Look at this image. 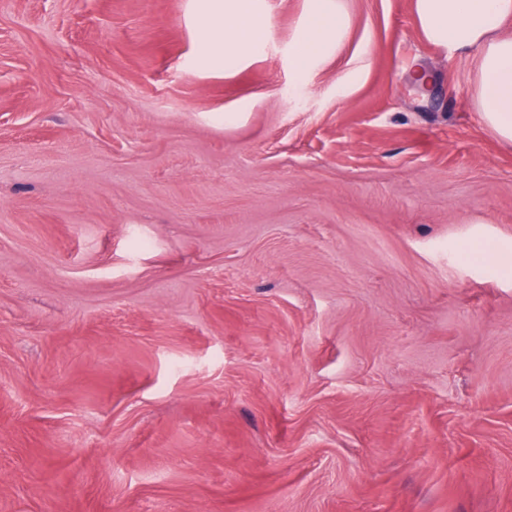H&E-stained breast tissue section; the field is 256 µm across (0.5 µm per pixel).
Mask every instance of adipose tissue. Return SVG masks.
I'll use <instances>...</instances> for the list:
<instances>
[{"label": "adipose tissue", "instance_id": "adipose-tissue-1", "mask_svg": "<svg viewBox=\"0 0 512 512\" xmlns=\"http://www.w3.org/2000/svg\"><path fill=\"white\" fill-rule=\"evenodd\" d=\"M420 30L431 44L476 58L473 104L483 122L512 142V0H414ZM264 0H205L200 64L230 68L259 47L266 32ZM350 25L340 0H307L293 62L305 70L338 50Z\"/></svg>", "mask_w": 512, "mask_h": 512}]
</instances>
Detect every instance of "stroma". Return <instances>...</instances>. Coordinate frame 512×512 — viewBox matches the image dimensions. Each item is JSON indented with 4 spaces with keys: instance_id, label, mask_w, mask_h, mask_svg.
<instances>
[{
    "instance_id": "35a3bbf8",
    "label": "stroma",
    "mask_w": 512,
    "mask_h": 512,
    "mask_svg": "<svg viewBox=\"0 0 512 512\" xmlns=\"http://www.w3.org/2000/svg\"><path fill=\"white\" fill-rule=\"evenodd\" d=\"M343 6L300 72L306 0L231 69L197 0H0V512H512V144Z\"/></svg>"
}]
</instances>
